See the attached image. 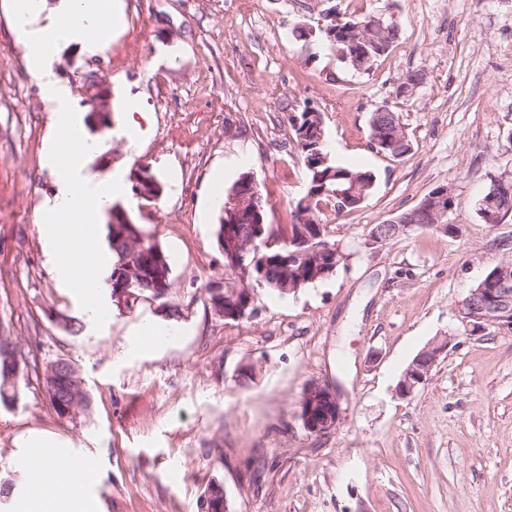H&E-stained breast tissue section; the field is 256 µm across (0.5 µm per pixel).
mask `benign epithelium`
I'll list each match as a JSON object with an SVG mask.
<instances>
[{
    "instance_id": "benign-epithelium-1",
    "label": "benign epithelium",
    "mask_w": 512,
    "mask_h": 512,
    "mask_svg": "<svg viewBox=\"0 0 512 512\" xmlns=\"http://www.w3.org/2000/svg\"><path fill=\"white\" fill-rule=\"evenodd\" d=\"M451 189H440L424 201L428 213L427 221L432 224H445L448 212L452 209ZM414 229L406 215H398L381 224H374L367 235L366 245L379 247L407 235ZM319 251L329 252L326 271L333 273L349 260L340 242L322 244ZM458 317L471 334L476 335L490 328L502 332H512V283L503 280L496 288H472L458 305ZM452 337L434 341L420 351L404 370L397 385L396 393L401 398L412 396L424 385L440 357L448 350ZM300 418L305 430L314 435H325L337 428L340 409L335 395L318 382L309 383L300 403Z\"/></svg>"
}]
</instances>
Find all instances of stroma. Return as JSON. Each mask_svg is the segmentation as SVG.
Segmentation results:
<instances>
[{"label": "stroma", "instance_id": "obj_1", "mask_svg": "<svg viewBox=\"0 0 512 512\" xmlns=\"http://www.w3.org/2000/svg\"><path fill=\"white\" fill-rule=\"evenodd\" d=\"M124 13L102 54L72 44L54 69L99 146L93 172L146 164L163 185L153 204L119 203L168 261L175 335L130 337L160 321L153 301L87 326L46 263L36 216L54 187L41 165L52 112L0 0V334L41 361H72L89 396L62 419L43 379L22 376L17 401L0 404V475L21 482L17 443L40 431L97 455L102 512H202L214 481L229 512H512V333L473 335L457 316L486 271L512 259V212L493 226L477 213L491 179L512 176V0H124ZM329 13L381 15L399 38L371 70L352 69L320 29ZM302 24L315 26L310 39L294 36ZM417 70L423 83L397 94ZM92 71L109 107L139 97L138 153L119 124L95 122ZM384 103L409 141L395 159L369 146ZM307 107L331 158L376 176L359 208L321 216L350 260L293 294L255 289L254 314L224 321L208 293L226 275L212 189L251 173L268 223H292L307 179L288 116ZM443 183L458 235L418 229L366 246L371 225ZM65 317L81 331H65ZM446 335L425 385L400 398L406 367ZM314 381L341 412L323 436L299 418Z\"/></svg>", "mask_w": 512, "mask_h": 512}]
</instances>
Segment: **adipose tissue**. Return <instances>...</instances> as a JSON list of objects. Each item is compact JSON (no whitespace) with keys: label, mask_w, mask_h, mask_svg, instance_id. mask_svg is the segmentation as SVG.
<instances>
[{"label":"adipose tissue","mask_w":512,"mask_h":512,"mask_svg":"<svg viewBox=\"0 0 512 512\" xmlns=\"http://www.w3.org/2000/svg\"><path fill=\"white\" fill-rule=\"evenodd\" d=\"M13 33L29 48L27 65L39 78L54 115L42 165L54 177V190L45 199L40 232L45 252L61 286L85 299L89 322L110 317L111 269L98 253L102 220L114 199L126 193L123 174L102 179L89 161L98 145L86 135L71 92L55 77L52 66L59 51L78 45L85 56L102 53L119 31L122 0H58L46 9L45 0H8ZM46 24H39V17ZM28 478V491L13 501L14 512H95L87 477L97 460L75 453L68 441L29 432L14 458Z\"/></svg>","instance_id":"ef3b65f1"}]
</instances>
